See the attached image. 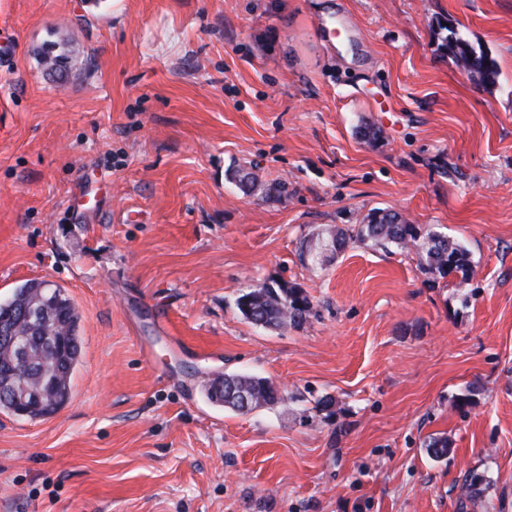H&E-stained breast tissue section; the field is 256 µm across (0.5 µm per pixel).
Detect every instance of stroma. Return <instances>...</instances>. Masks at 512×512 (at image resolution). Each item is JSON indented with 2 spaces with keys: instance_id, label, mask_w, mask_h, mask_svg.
<instances>
[{
  "instance_id": "stroma-1",
  "label": "stroma",
  "mask_w": 512,
  "mask_h": 512,
  "mask_svg": "<svg viewBox=\"0 0 512 512\" xmlns=\"http://www.w3.org/2000/svg\"><path fill=\"white\" fill-rule=\"evenodd\" d=\"M375 209L464 244L468 285L322 249ZM30 280L81 354L53 415L0 411V512H512V0H0V300ZM279 285L305 320L243 317ZM224 373L279 399L212 404ZM448 31L447 47L455 63L472 76L476 75L480 84L494 85L499 75L496 61L481 44L476 47L471 43L466 33L455 27L448 28ZM55 48V43L48 44L44 50L38 53V56L40 57V64L44 70L51 66V75L52 71L56 69L58 71V76H62L68 68L70 57L65 50L61 51L59 54H54ZM248 297L250 298L246 301ZM237 306L243 316L251 322L265 320L274 327H281L288 322L299 323L310 312L308 298L294 288L255 289L241 295ZM225 377V386L224 377L215 379V385L220 390L224 389L225 395L228 393V389L231 383L235 384L236 386L250 389L258 403L253 408H251V410L265 404L273 403L274 397L271 395L273 385L267 379L256 376L239 377V375H225Z\"/></svg>"
}]
</instances>
